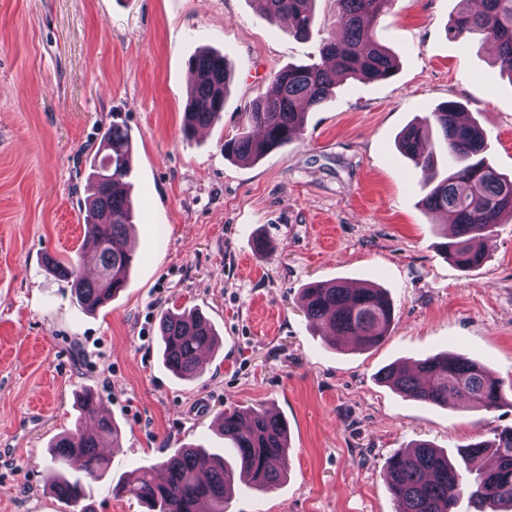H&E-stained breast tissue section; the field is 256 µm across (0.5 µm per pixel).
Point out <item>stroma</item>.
I'll return each instance as SVG.
<instances>
[{
	"instance_id": "1",
	"label": "stroma",
	"mask_w": 512,
	"mask_h": 512,
	"mask_svg": "<svg viewBox=\"0 0 512 512\" xmlns=\"http://www.w3.org/2000/svg\"><path fill=\"white\" fill-rule=\"evenodd\" d=\"M457 9L397 0L376 26L396 75L340 81L300 141L242 163L225 138L272 73L317 55L332 0H317L305 40L253 0H0V512H140L113 495L119 481L188 444L233 459L217 417L257 403L287 420L290 466L270 492L238 484L227 512H394L388 457L428 442L455 461L512 426V221L461 269L443 249L450 226L422 206L432 172L397 148L454 100L484 128L489 164L512 174V81L492 45L449 39ZM206 49L232 64L224 119L187 138L189 60ZM115 122L134 149L139 260L128 288L87 313L45 261L78 260L86 163ZM333 280L388 292L395 318L378 346H332L306 320L303 288ZM167 308L201 311L222 340L194 379L162 362ZM446 352L480 362L505 404L430 405L377 381L389 364ZM81 389L121 440L76 508L49 488V445L91 428Z\"/></svg>"
}]
</instances>
